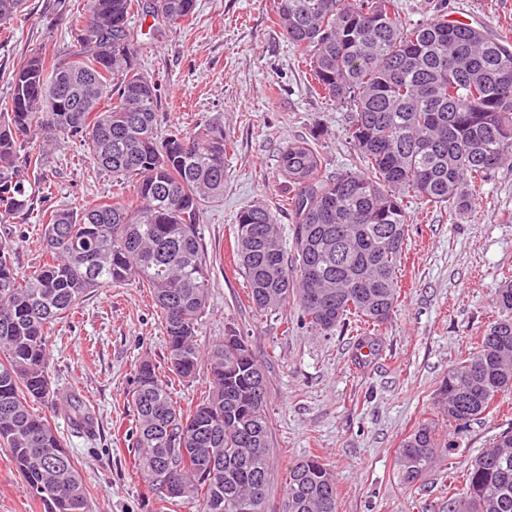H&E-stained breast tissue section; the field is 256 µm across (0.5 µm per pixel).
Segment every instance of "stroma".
I'll return each mask as SVG.
<instances>
[{"label":"stroma","mask_w":512,"mask_h":512,"mask_svg":"<svg viewBox=\"0 0 512 512\" xmlns=\"http://www.w3.org/2000/svg\"><path fill=\"white\" fill-rule=\"evenodd\" d=\"M273 8L274 0H197L198 17L190 25L153 34L152 18L136 15L130 22L140 64L161 94L158 133L217 123L229 140L224 197L199 226L210 295L196 326L197 343L209 351L225 326H234L265 370L274 478L266 512H281L288 469L307 455L333 471L338 512H442L449 483L461 480L476 455L512 430V391L499 396L495 411L463 426L435 408L443 378L472 355L478 336L497 318L494 294L512 274V169L478 184L475 208L453 223L447 210L424 209L408 198L401 302L381 331L378 355L367 363L352 359L356 325L316 336L297 325L294 305L257 313L235 269L234 224L240 210L264 203L284 245H291L280 150L312 140L327 175L359 166L348 111L313 91L298 51L272 22ZM443 13L489 34L512 36V0H402L400 16L413 25ZM72 47L66 0H25L22 15L0 28V101L8 99L22 62L45 50L65 56ZM49 157L50 191L35 195L24 223L0 224V239L17 243L12 257L24 276L47 260L44 210H78L126 191L75 139L57 137ZM49 347L53 388L83 400L95 432L74 429L59 405L34 403L30 409L49 419L74 458L89 512H158L135 465L134 420L125 401L139 361L166 364L165 335L149 290L136 284L92 290L52 325ZM425 420L435 423L452 452L406 488L395 451ZM0 512H44L5 447Z\"/></svg>","instance_id":"1"}]
</instances>
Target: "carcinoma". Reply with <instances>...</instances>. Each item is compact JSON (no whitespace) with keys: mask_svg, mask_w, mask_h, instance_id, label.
Masks as SVG:
<instances>
[{"mask_svg":"<svg viewBox=\"0 0 512 512\" xmlns=\"http://www.w3.org/2000/svg\"><path fill=\"white\" fill-rule=\"evenodd\" d=\"M273 23L301 51L317 90L350 112L362 170L322 171L316 149L291 142L279 155L294 215L293 256L262 203L236 218V249L248 296L267 313L293 302L298 321L329 335L353 318L362 350L379 354L380 329L398 306L410 216L404 200L443 206L448 221L472 209V187L512 161V42L441 14L412 26L400 0H274ZM24 0H0V24ZM138 12L168 25L195 14V0H83L70 9L74 50L40 52L12 76L0 103V223L30 210L28 185L47 183L49 158L30 140L83 142L96 164L129 184L127 198L42 214L51 261L23 277L0 245V445L44 512H89L88 490L51 423L30 410L55 391L48 374L50 324L93 288L134 282L153 294L167 344V370L142 360L126 396L135 419L140 473L160 508L193 499L201 512H265L272 472L267 378L236 329L208 352L196 325L209 295L197 234L209 204L224 196V127L158 137V87L138 66L129 26ZM495 303L507 316L487 328L477 351L448 372L437 405L466 424L512 389V276ZM206 368L208 391L184 410L171 378ZM74 425L92 432L82 403L67 401ZM442 446L422 423L400 442V482L414 486ZM336 478L319 457L288 469L282 512H337ZM447 512H512V434L471 463L448 491Z\"/></svg>","mask_w":512,"mask_h":512,"instance_id":"obj_1","label":"carcinoma"}]
</instances>
